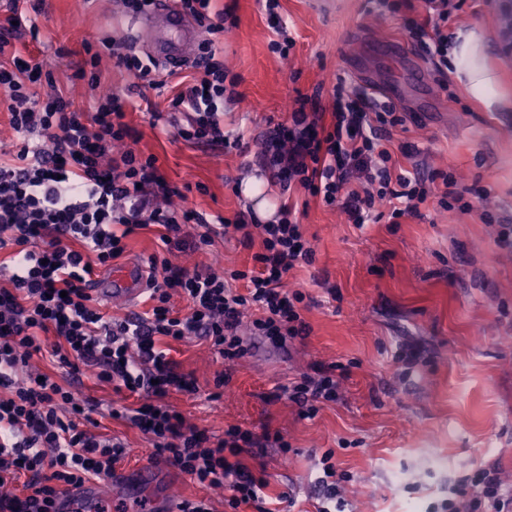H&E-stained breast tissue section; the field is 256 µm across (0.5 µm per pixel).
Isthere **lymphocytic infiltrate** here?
Wrapping results in <instances>:
<instances>
[{"mask_svg": "<svg viewBox=\"0 0 512 512\" xmlns=\"http://www.w3.org/2000/svg\"><path fill=\"white\" fill-rule=\"evenodd\" d=\"M210 35L201 50L200 72L184 76L170 101L184 122L182 139L248 152L243 134L224 129L227 71L217 56L214 35L224 31V12L215 0H180ZM422 18L405 27L438 65L448 63L452 0H420ZM43 0H9L0 19V103L19 143L0 156V250L9 249L12 273L0 286V512H60L59 501L86 481L114 475L126 456L123 444L81 428L89 404L72 387L29 367L33 354L49 350L72 378L91 370L115 392L136 394L129 413L110 409L153 442L152 460L179 469L198 483L229 489L230 507L258 501L264 487L238 462L244 449L277 444L281 435L254 434L228 426L223 436L186 426L164 402L171 392H197L192 375L179 372L160 340L196 338L225 363L243 357L241 322L273 340L305 338L310 329L299 305L301 291L289 290L288 274L310 262L312 249L291 206L263 222L253 212L209 222L173 204L177 189L160 173L155 157L141 156L127 143L126 103L104 88L99 74L77 67L97 96L93 111L77 106L34 57L14 48L13 32L27 13L41 12ZM47 95H39L42 86ZM404 118L392 105L368 100L346 81H337L330 113L298 104L287 121L261 136L259 157L282 191L304 187L336 208L347 223L364 224L418 213L429 189L425 177L398 171L389 148L392 130ZM197 233L186 230L188 224ZM158 227L167 253L149 264V309L122 321L107 319L87 283L95 266L108 267L125 252L135 230ZM233 236L246 247L260 243L254 266L224 272L205 266L186 269L169 255L206 251L216 238ZM244 281L245 292L230 288ZM188 302L173 313L172 294ZM330 371L288 387V397L305 417L339 397ZM23 483V495L11 494ZM442 512H507L498 468L479 469L470 483L451 488Z\"/></svg>", "mask_w": 512, "mask_h": 512, "instance_id": "lymphocytic-infiltrate-1", "label": "lymphocytic infiltrate"}]
</instances>
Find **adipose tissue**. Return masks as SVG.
Segmentation results:
<instances>
[{
    "label": "adipose tissue",
    "mask_w": 512,
    "mask_h": 512,
    "mask_svg": "<svg viewBox=\"0 0 512 512\" xmlns=\"http://www.w3.org/2000/svg\"><path fill=\"white\" fill-rule=\"evenodd\" d=\"M449 56L458 80L486 111H496L512 100L502 89L498 76L487 66L482 40L476 31L458 32Z\"/></svg>",
    "instance_id": "1"
}]
</instances>
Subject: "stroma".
<instances>
[{"label":"stroma","mask_w":512,"mask_h":512,"mask_svg":"<svg viewBox=\"0 0 512 512\" xmlns=\"http://www.w3.org/2000/svg\"><path fill=\"white\" fill-rule=\"evenodd\" d=\"M390 0H281L295 45L287 57L273 53L272 31L260 0H219L230 8L217 46L228 76L245 104H224V125L245 136L262 134L287 119L296 98L331 107L337 77L379 98L384 69L369 48L394 41L419 57L427 93L401 94L403 126L393 131L398 163H420L424 175L458 171L457 191L473 202L486 194L492 221L480 208L449 209L434 179L418 216L391 224L345 223L336 209L304 190L294 192L295 217L313 249V261L290 271L288 286L305 293V339L273 341L242 326L245 355L225 365L196 339L170 346L180 370L193 374L198 393H173L166 402L187 424L223 435L236 425L255 433L282 434L287 449L253 448L241 462L266 483L270 512H316L320 460L331 455L343 474L346 512H432L448 489L475 470L496 465L512 480V258L498 241L512 226V106L485 111L455 77L437 66L403 27ZM512 0H465L452 29L479 30L487 63L512 94V45L500 34L503 9ZM121 0H45L43 14H29L14 33L82 107L93 92L73 76L83 41L107 40L141 52L127 28ZM104 85L130 96L126 110L135 149L154 156L169 184L184 190L180 207L206 216H233L246 208L237 183L263 176L255 153L196 144L178 137L176 115L167 107L181 72H154L155 87H139L125 69L102 54L97 67ZM146 97L140 105L138 97ZM253 249L217 240L212 252H177L186 267L220 262L232 271L251 264ZM339 367L340 398L314 418L301 415L279 387ZM230 377L220 400L208 401L218 372ZM96 404L90 418L97 432L128 448L115 480L87 503L88 512H151L163 493L170 512L182 502L206 500L212 512H234L226 493L150 460L153 444L124 419L108 414L112 404L136 406L137 397L115 393L93 376L75 383ZM155 467L159 488L139 483L135 470Z\"/></svg>","instance_id":"35a3bbf8"}]
</instances>
